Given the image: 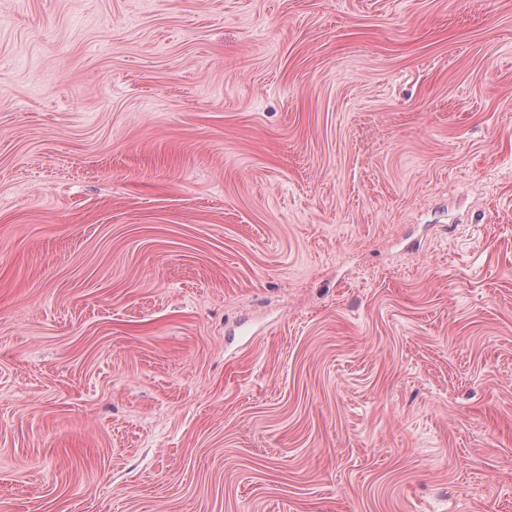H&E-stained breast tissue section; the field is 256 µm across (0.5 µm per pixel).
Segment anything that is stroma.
<instances>
[{
  "label": "stroma",
  "instance_id": "stroma-1",
  "mask_svg": "<svg viewBox=\"0 0 512 512\" xmlns=\"http://www.w3.org/2000/svg\"><path fill=\"white\" fill-rule=\"evenodd\" d=\"M0 512H512V0H0Z\"/></svg>",
  "mask_w": 512,
  "mask_h": 512
}]
</instances>
